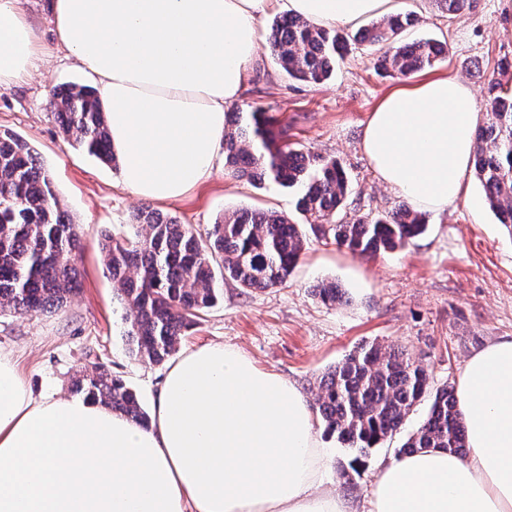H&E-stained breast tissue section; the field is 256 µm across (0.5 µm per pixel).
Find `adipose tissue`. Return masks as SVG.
I'll list each match as a JSON object with an SVG mask.
<instances>
[{"mask_svg": "<svg viewBox=\"0 0 512 512\" xmlns=\"http://www.w3.org/2000/svg\"><path fill=\"white\" fill-rule=\"evenodd\" d=\"M395 0H51L57 44L96 78L121 182L174 201L209 179L225 114L274 11L331 27ZM41 51L22 0H0V88ZM479 115L452 77L386 96L362 150L411 207L465 193ZM469 452L427 448L379 466L366 508L326 486L307 397L238 348L181 353L142 427L83 398L34 397L0 352V512H512V336L469 359L455 394Z\"/></svg>", "mask_w": 512, "mask_h": 512, "instance_id": "adipose-tissue-1", "label": "adipose tissue"}]
</instances>
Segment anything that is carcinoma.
Segmentation results:
<instances>
[{
    "label": "carcinoma",
    "mask_w": 512,
    "mask_h": 512,
    "mask_svg": "<svg viewBox=\"0 0 512 512\" xmlns=\"http://www.w3.org/2000/svg\"><path fill=\"white\" fill-rule=\"evenodd\" d=\"M415 23L411 13H393L349 36L288 15L273 22L267 43L289 76L309 84L331 77L351 40L378 48L381 72L409 77L444 52L432 38L402 41L401 34ZM488 86V121L476 132L474 171L489 207L512 233V86L494 76ZM49 106L71 144L103 163H116L96 88L60 86ZM224 168L257 187L271 183L297 190L296 209L311 231L360 256L394 252L427 228L425 217L405 204L377 217L348 216L350 184L344 169L334 160L275 142L262 107L226 113ZM131 227L132 234L102 242L105 268L125 309L131 354L156 364L175 353L199 312L217 302L216 275L253 290L283 285L306 240L301 225L275 210L227 212L203 236L147 206L133 215ZM80 248L77 225L33 149L15 135L0 134V313L62 308L79 289ZM315 294L331 305L345 297L334 282L319 284ZM74 391L149 426L136 392L101 364L84 367ZM426 397L427 417L398 454L423 448L467 454L454 391L431 389L427 371L402 349L376 342L361 346L320 379L315 405L325 431L355 453L359 463L395 434Z\"/></svg>",
    "instance_id": "carcinoma-1"
}]
</instances>
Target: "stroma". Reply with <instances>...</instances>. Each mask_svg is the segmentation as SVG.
Here are the masks:
<instances>
[{
    "label": "stroma",
    "mask_w": 512,
    "mask_h": 512,
    "mask_svg": "<svg viewBox=\"0 0 512 512\" xmlns=\"http://www.w3.org/2000/svg\"><path fill=\"white\" fill-rule=\"evenodd\" d=\"M400 2L401 11L418 17L404 41L430 37L446 43V55L434 66L406 79L380 76L374 71V48L354 45L329 80L308 85L288 76L263 45L238 101L242 107H264L275 129L286 130L289 144L343 166L351 185L346 201L351 215L374 216L402 202L378 181L361 147L363 124L387 94L431 78L455 77L471 88L481 111L486 75L496 71L502 57L512 58V0H472L456 14L443 12L435 0ZM23 9L46 53L30 78L0 89V133L21 137L44 162L62 207L78 226L81 277L79 292L62 309L0 315V351L12 356L34 396H71L79 371L100 362L136 391L148 410L167 367L129 352L124 310L101 251L104 236L128 232L143 201L123 188L118 170L73 147L61 133L49 108L53 90L89 78L58 47L50 0H23ZM467 183L464 198L441 213L426 214V231L394 252L365 258L310 233L287 284L257 291L222 282L217 304L200 313L180 351L210 343L236 347L259 369L289 379L307 394L318 376L375 340L406 350L425 368L432 387L456 386L474 352L512 336V233L486 205L479 181L471 176ZM159 208L201 233L236 209L272 208L294 222L302 220L292 191L274 184L257 188L221 168ZM323 281L341 285L348 302L323 304L313 292ZM428 408L425 400L415 405L400 432L371 449L348 487L340 471L348 467L351 451L316 424L328 455L330 487L365 505L380 462L396 457Z\"/></svg>",
    "instance_id": "obj_1"
}]
</instances>
